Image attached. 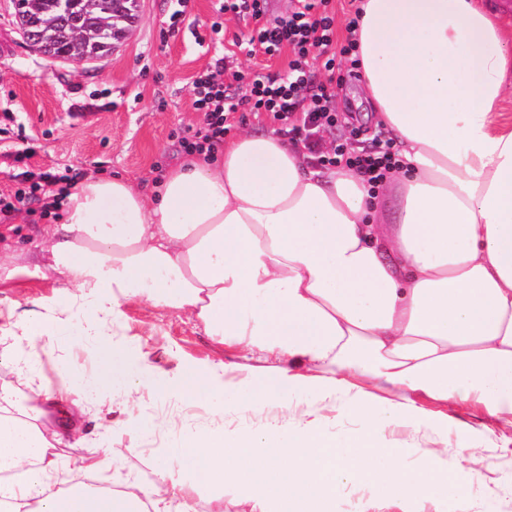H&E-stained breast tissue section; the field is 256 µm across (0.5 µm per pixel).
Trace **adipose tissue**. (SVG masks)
Returning <instances> with one entry per match:
<instances>
[{"instance_id":"obj_1","label":"adipose tissue","mask_w":512,"mask_h":512,"mask_svg":"<svg viewBox=\"0 0 512 512\" xmlns=\"http://www.w3.org/2000/svg\"><path fill=\"white\" fill-rule=\"evenodd\" d=\"M355 31L374 131L402 166L377 194L348 169L306 166L275 132L245 131L214 159L192 156L154 192L87 175L42 231V268L60 297L9 321L25 342L14 363L31 394L0 386V502L10 512H194L167 470L140 493L86 491L52 468L65 434L43 420L55 399L38 345L74 330L111 335L124 303L194 315L206 335L248 359L241 404L278 407L300 370L329 396L386 422L426 403L471 407L512 427V85L508 48L477 0H363ZM193 398L223 412L218 372H186ZM182 464L233 490L260 487L281 512H326L337 480L370 482L408 501L452 491L448 457L419 471L378 451L371 429L328 439L310 423L278 432L179 434Z\"/></svg>"}]
</instances>
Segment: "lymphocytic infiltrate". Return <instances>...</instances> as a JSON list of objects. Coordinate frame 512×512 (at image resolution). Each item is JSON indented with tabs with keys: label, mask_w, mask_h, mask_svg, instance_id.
<instances>
[{
	"label": "lymphocytic infiltrate",
	"mask_w": 512,
	"mask_h": 512,
	"mask_svg": "<svg viewBox=\"0 0 512 512\" xmlns=\"http://www.w3.org/2000/svg\"><path fill=\"white\" fill-rule=\"evenodd\" d=\"M331 2L290 0L286 14L269 22L266 0H218L219 14L253 20L246 37L249 54L289 51L288 75L249 81L225 58H214L192 82L193 106L202 114V125L181 138L186 154L214 156L231 129L232 114L264 112L279 122L281 135L304 148L313 166L347 167L364 179L370 191H377L399 169L400 159L390 141L376 136L368 147L353 148V140L364 133L362 127H351L347 141L328 148L321 143L324 132L336 125V74L355 79L361 66L354 32L363 11L355 9L341 44ZM319 70L327 73V80H316Z\"/></svg>",
	"instance_id": "f902f5d3"
}]
</instances>
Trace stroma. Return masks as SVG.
Segmentation results:
<instances>
[{
  "instance_id": "stroma-1",
  "label": "stroma",
  "mask_w": 512,
  "mask_h": 512,
  "mask_svg": "<svg viewBox=\"0 0 512 512\" xmlns=\"http://www.w3.org/2000/svg\"><path fill=\"white\" fill-rule=\"evenodd\" d=\"M215 4L187 0L181 30L173 35L168 24L176 0H138V18L112 54L77 67L32 50L14 23L11 0H0V113L13 112L17 125L32 137L29 169L60 173L72 167L153 182L158 170L185 159L176 135L202 119L190 89L211 57L230 56L252 79L287 74V55H248L241 41L253 26L249 19L225 20L222 43L196 44L192 32L210 26ZM336 110L340 122L324 135L329 143L346 138L349 119H362L369 112L361 82L343 85ZM40 222L39 215L25 216L10 234L0 236V251L12 254L19 268L14 278L0 284V313L38 309L62 292L61 281L35 270L41 261ZM113 342L131 368L150 366L158 379L132 392L128 397L133 403L127 407L122 393H97L95 378L103 358L98 345H74L72 334L66 333L40 352L42 382L56 387L62 377H69L73 395L85 400L76 420L78 442L56 451L59 478L72 477L76 462L84 457L103 460L100 479L141 486L154 482L166 467L175 481L195 488L197 512H252L256 503L263 512H277L273 500L227 492L204 481L182 468L175 453V439L183 431L220 427L230 435L282 426L276 408L246 409L228 401L219 415L207 403L190 399L176 383L188 370L223 368L228 380L245 385V372L235 368L238 355L206 335L187 314L141 300L123 305ZM287 397L293 418L313 422L327 435L365 427L378 430L381 443L398 451L407 468H420L432 450H445L453 464V483L469 493L463 501L451 496L402 502L377 496L364 485L344 484L331 499L329 512H512V429L497 440L485 438L491 421L481 413L450 411L448 431L440 436L423 421L385 424L386 404L380 400L373 403L374 418L366 420L346 402L323 399L321 389L311 384H298Z\"/></svg>"
}]
</instances>
